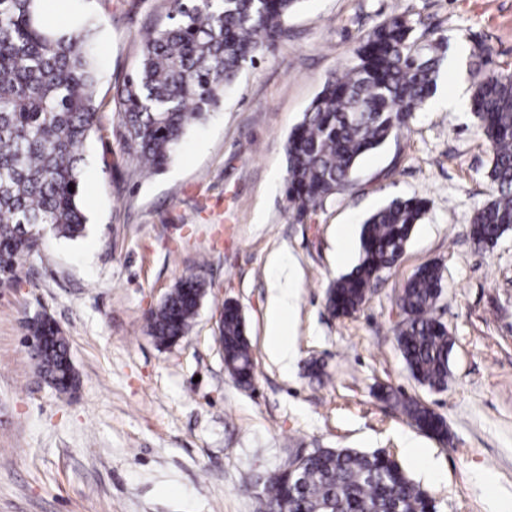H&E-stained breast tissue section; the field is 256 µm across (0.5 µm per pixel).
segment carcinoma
Listing matches in <instances>:
<instances>
[{"label":"carcinoma","instance_id":"carcinoma-1","mask_svg":"<svg viewBox=\"0 0 512 512\" xmlns=\"http://www.w3.org/2000/svg\"><path fill=\"white\" fill-rule=\"evenodd\" d=\"M41 0H0V270L14 279L39 246L41 229L76 238L87 217L80 206L81 148L100 131L95 103V28L81 23L56 31L41 22ZM300 0H176L167 24L144 38L136 73L116 87L124 150L139 170L164 169L187 128L219 107L224 91L256 59L271 54ZM442 45L401 15L376 25L350 65L329 78L294 127L285 147V196L304 217L350 181L359 160L406 127L433 96ZM471 110L492 163L491 198L474 212L470 237L494 245L512 229V69L472 73ZM74 190H69V187ZM427 212L417 198H395L370 214L351 272L329 287L327 303L350 316L365 303L384 271L400 259L414 225ZM441 268L420 267L402 288L395 339L412 377L432 390L448 388L453 342L437 317ZM207 293L198 278L179 281L150 312L147 332L170 346L186 336ZM44 381L59 392L79 387L69 341L34 320ZM225 370L249 384L254 363L235 308L224 307ZM408 420L437 438L446 420L418 400L400 401ZM272 512H428L433 499L382 451L320 448L299 471L270 474L263 486Z\"/></svg>","mask_w":512,"mask_h":512}]
</instances>
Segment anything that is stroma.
<instances>
[{
	"label": "stroma",
	"mask_w": 512,
	"mask_h": 512,
	"mask_svg": "<svg viewBox=\"0 0 512 512\" xmlns=\"http://www.w3.org/2000/svg\"><path fill=\"white\" fill-rule=\"evenodd\" d=\"M173 9L174 0H42L48 26L99 25L101 129L83 149L85 236L43 231L14 286L0 288V512H261L259 481L316 448L389 452L437 512H512V230L487 250L470 239L473 213L494 191L491 154L471 111L446 106L472 90L473 50H485L487 71L512 68V0H301L274 52L187 129L162 171L142 175L123 149L113 92ZM393 15L447 44L436 92L347 187L297 217L285 197L288 135ZM395 197L426 199L425 218L365 304L333 316L327 290L356 265L363 220ZM433 262L454 342L441 392L411 376L394 333L398 294ZM281 265L294 288L286 366L265 344ZM188 275L208 293L189 334L159 346L147 317ZM229 300L253 355L247 386L225 371L217 339ZM43 312L70 342L74 395L35 372L25 338ZM382 387L392 401L377 398ZM400 398L443 416L447 443L412 426ZM411 439L427 468L408 460Z\"/></svg>",
	"instance_id": "35a3bbf8"
}]
</instances>
